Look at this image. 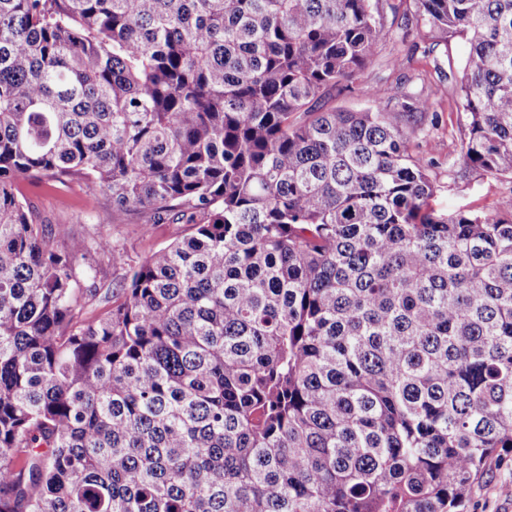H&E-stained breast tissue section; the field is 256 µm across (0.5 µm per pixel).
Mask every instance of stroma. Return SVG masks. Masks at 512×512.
<instances>
[{"instance_id":"stroma-1","label":"stroma","mask_w":512,"mask_h":512,"mask_svg":"<svg viewBox=\"0 0 512 512\" xmlns=\"http://www.w3.org/2000/svg\"><path fill=\"white\" fill-rule=\"evenodd\" d=\"M386 31L374 65L345 89L333 90L327 107L353 111L369 108L371 92L375 89L386 99L403 91L431 96L438 117L434 120L427 116L422 118L424 132L411 150L435 162L430 172L435 185L431 199L435 213L446 215L461 209L511 208L512 181L480 175L464 169L458 162L466 128L464 115L459 110L457 80L468 51L466 39L457 35L441 45H434L428 27L416 19H405L399 10L387 11ZM394 53L407 58L405 68L394 70L388 66L387 60ZM20 189L42 223L68 225L76 238L106 230L133 265L191 231L187 224H159L152 232H144L140 213L113 210L108 195L89 191L76 181L51 187L26 180L21 182ZM91 268L97 271L92 283L86 278ZM76 275L85 289L81 315L91 319L108 309L113 301V291L127 272L109 266L105 257L90 252L78 261ZM510 483L512 459L490 458L471 491L468 512H512V497L501 491L502 485Z\"/></svg>"}]
</instances>
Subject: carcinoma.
<instances>
[{"label":"carcinoma","mask_w":512,"mask_h":512,"mask_svg":"<svg viewBox=\"0 0 512 512\" xmlns=\"http://www.w3.org/2000/svg\"><path fill=\"white\" fill-rule=\"evenodd\" d=\"M385 0H0V512H466L512 452V209L429 207L428 98L325 109ZM467 38L459 161L512 179V0ZM191 233L79 317L21 181Z\"/></svg>","instance_id":"carcinoma-1"}]
</instances>
